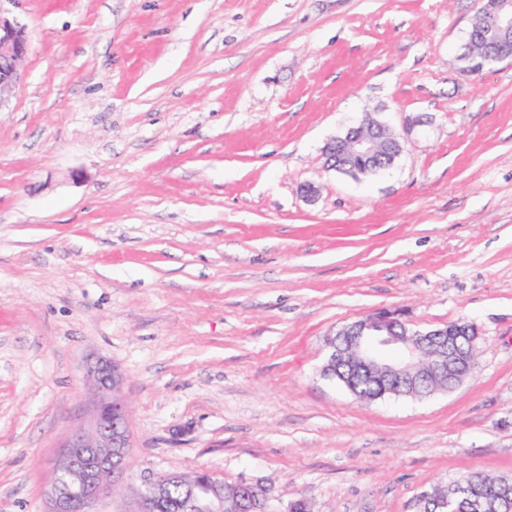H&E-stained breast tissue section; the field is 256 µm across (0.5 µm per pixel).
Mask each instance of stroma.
I'll return each mask as SVG.
<instances>
[{
	"label": "stroma",
	"mask_w": 512,
	"mask_h": 512,
	"mask_svg": "<svg viewBox=\"0 0 512 512\" xmlns=\"http://www.w3.org/2000/svg\"><path fill=\"white\" fill-rule=\"evenodd\" d=\"M478 6L0 0L30 44L0 96V512H45L98 357L131 446L96 512H137L146 472L257 484L270 512L512 480V60L461 71ZM367 112L394 167L328 170ZM383 309L473 323L471 374L371 402L324 377L327 338Z\"/></svg>",
	"instance_id": "35a3bbf8"
}]
</instances>
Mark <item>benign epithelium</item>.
I'll list each match as a JSON object with an SVG mask.
<instances>
[{"mask_svg":"<svg viewBox=\"0 0 512 512\" xmlns=\"http://www.w3.org/2000/svg\"><path fill=\"white\" fill-rule=\"evenodd\" d=\"M512 31V0H496L489 21L479 39L492 62L512 59V46L504 37ZM28 52L25 27L0 12V89L17 79L18 65ZM367 118L350 128L343 137H334L324 146L327 167L336 170V145L349 148L359 159L378 166H390L402 152L395 135ZM476 327L449 323L431 330H410L389 310L342 327L327 342L328 355L323 373L336 379V364L349 353L368 368L383 387L381 396H429L453 389L470 374L462 348L473 353ZM85 378L95 390L90 423L64 443L48 491L46 512H95L98 499L112 491L126 472L129 414L123 387L125 377L111 361L90 363ZM239 512H267L264 490L255 485L236 484ZM167 498V483L146 477L139 489L138 512H157ZM481 507L489 512H512V488H501L485 499ZM182 512H224V482L212 476L191 486L181 504Z\"/></svg>","mask_w":512,"mask_h":512,"instance_id":"7a95c632","label":"benign epithelium"}]
</instances>
